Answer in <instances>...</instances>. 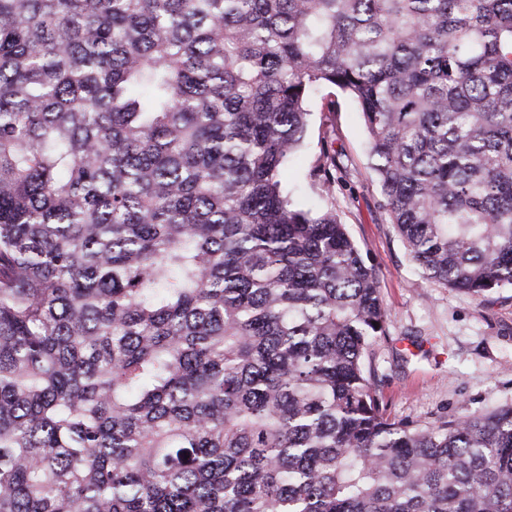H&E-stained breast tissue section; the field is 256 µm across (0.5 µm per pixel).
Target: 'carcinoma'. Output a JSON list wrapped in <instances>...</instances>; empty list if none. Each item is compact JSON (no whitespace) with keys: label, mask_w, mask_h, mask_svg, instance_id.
I'll list each match as a JSON object with an SVG mask.
<instances>
[{"label":"carcinoma","mask_w":512,"mask_h":512,"mask_svg":"<svg viewBox=\"0 0 512 512\" xmlns=\"http://www.w3.org/2000/svg\"><path fill=\"white\" fill-rule=\"evenodd\" d=\"M318 87L423 276L512 288V0H0V512H512V403L381 408Z\"/></svg>","instance_id":"1"}]
</instances>
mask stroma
I'll return each instance as SVG.
<instances>
[{
	"mask_svg": "<svg viewBox=\"0 0 512 512\" xmlns=\"http://www.w3.org/2000/svg\"><path fill=\"white\" fill-rule=\"evenodd\" d=\"M326 95L318 89L307 101L310 126L288 189L318 206L335 203L378 275L390 321L369 360L381 379L377 394L386 414L424 423L512 403V288L476 301L422 275L382 206L356 104L342 96L337 112H326ZM325 152L336 159L329 189L310 175Z\"/></svg>",
	"mask_w": 512,
	"mask_h": 512,
	"instance_id": "obj_1",
	"label": "stroma"
}]
</instances>
